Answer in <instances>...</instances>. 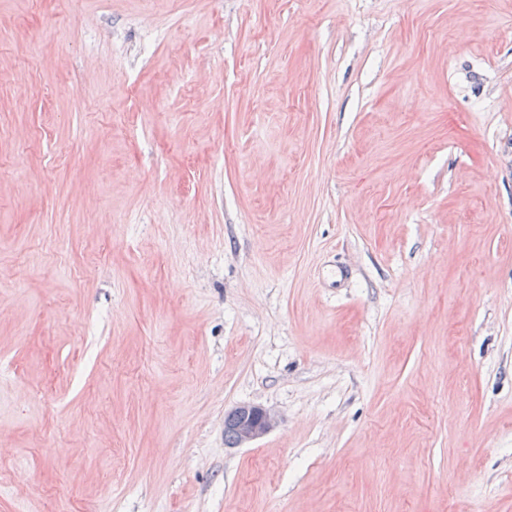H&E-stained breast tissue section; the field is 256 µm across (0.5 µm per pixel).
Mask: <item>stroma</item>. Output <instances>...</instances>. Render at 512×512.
Masks as SVG:
<instances>
[{
	"label": "stroma",
	"instance_id": "1",
	"mask_svg": "<svg viewBox=\"0 0 512 512\" xmlns=\"http://www.w3.org/2000/svg\"><path fill=\"white\" fill-rule=\"evenodd\" d=\"M0 432V512H512V0H0ZM277 424L276 413L266 407L240 405L224 417V439L229 445L243 446L263 437ZM235 436V437H234ZM234 447V446H233Z\"/></svg>",
	"mask_w": 512,
	"mask_h": 512
}]
</instances>
